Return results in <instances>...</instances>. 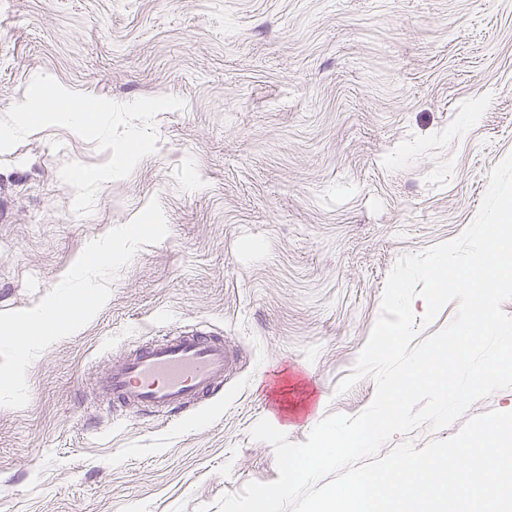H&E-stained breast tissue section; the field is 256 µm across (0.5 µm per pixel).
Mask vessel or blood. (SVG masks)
Listing matches in <instances>:
<instances>
[{
    "label": "vessel or blood",
    "mask_w": 512,
    "mask_h": 512,
    "mask_svg": "<svg viewBox=\"0 0 512 512\" xmlns=\"http://www.w3.org/2000/svg\"><path fill=\"white\" fill-rule=\"evenodd\" d=\"M235 363L234 349L208 326L152 337L99 373L102 399L134 406L166 421L213 394Z\"/></svg>",
    "instance_id": "obj_1"
}]
</instances>
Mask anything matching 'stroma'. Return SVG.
Wrapping results in <instances>:
<instances>
[{"label":"stroma","instance_id":"obj_1","mask_svg":"<svg viewBox=\"0 0 512 512\" xmlns=\"http://www.w3.org/2000/svg\"><path fill=\"white\" fill-rule=\"evenodd\" d=\"M41 74L182 106L85 215L60 170L109 150L53 126L0 154V311L149 202L168 225L0 406V512H220L277 480L253 426L300 443L372 403L374 374L337 386L390 272L459 238L512 155V0H0V117ZM199 322L239 354L219 395L169 423L98 399L109 358Z\"/></svg>","mask_w":512,"mask_h":512}]
</instances>
